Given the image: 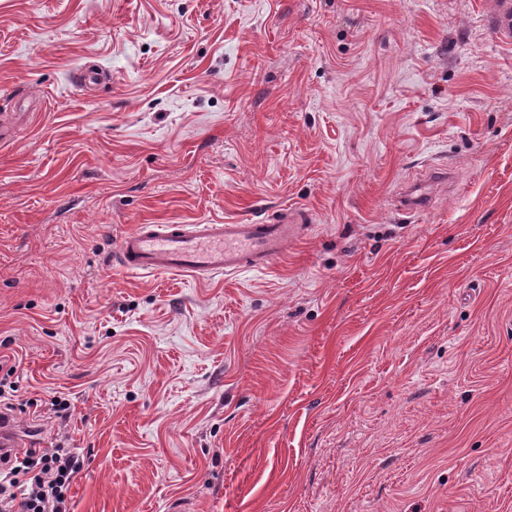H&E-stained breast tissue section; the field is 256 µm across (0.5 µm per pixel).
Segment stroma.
<instances>
[{
  "mask_svg": "<svg viewBox=\"0 0 512 512\" xmlns=\"http://www.w3.org/2000/svg\"><path fill=\"white\" fill-rule=\"evenodd\" d=\"M494 2L0 0V357L30 440L84 459L73 512H512ZM298 208L263 270L112 263L141 224ZM447 173H434L427 180L415 185V187L405 195L401 203V209L405 212L411 213L426 208L432 201V194L428 192L429 185L439 186L447 182Z\"/></svg>",
  "mask_w": 512,
  "mask_h": 512,
  "instance_id": "1",
  "label": "stroma"
}]
</instances>
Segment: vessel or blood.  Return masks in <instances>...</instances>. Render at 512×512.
Segmentation results:
<instances>
[{"instance_id":"b4317fda","label":"vessel or blood","mask_w":512,"mask_h":512,"mask_svg":"<svg viewBox=\"0 0 512 512\" xmlns=\"http://www.w3.org/2000/svg\"><path fill=\"white\" fill-rule=\"evenodd\" d=\"M437 173L401 200L403 211L426 208L432 201L429 186L446 183ZM310 228L306 211L296 210L270 224H142L116 245L115 266L128 272L227 274L244 268L265 269L285 254L290 242ZM27 441L13 417L0 419V455H10Z\"/></svg>"}]
</instances>
